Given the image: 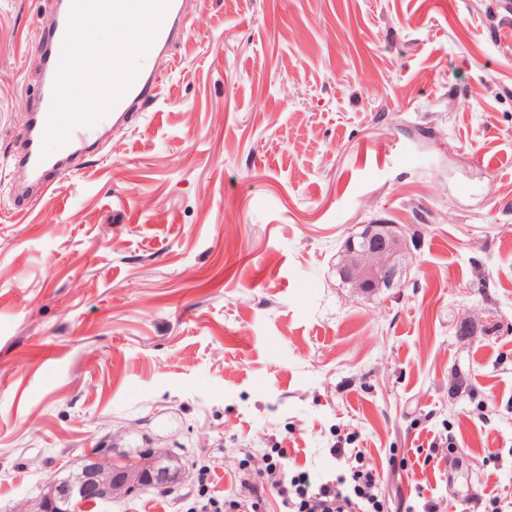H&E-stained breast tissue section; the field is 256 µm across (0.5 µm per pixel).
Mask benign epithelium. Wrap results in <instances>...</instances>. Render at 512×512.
I'll return each mask as SVG.
<instances>
[{
  "mask_svg": "<svg viewBox=\"0 0 512 512\" xmlns=\"http://www.w3.org/2000/svg\"><path fill=\"white\" fill-rule=\"evenodd\" d=\"M407 251L405 244L396 248L385 239L376 238L359 259L343 270V276L355 287L368 290L381 281L395 279L401 264L400 256ZM147 452L154 464V468L148 472L141 468L119 469L113 466L110 448L89 453L87 462L76 476L49 482L32 512H57L59 502L63 500L76 506L88 494L108 500L134 486L170 483L174 478L173 456L156 448H149Z\"/></svg>",
  "mask_w": 512,
  "mask_h": 512,
  "instance_id": "1",
  "label": "benign epithelium"
}]
</instances>
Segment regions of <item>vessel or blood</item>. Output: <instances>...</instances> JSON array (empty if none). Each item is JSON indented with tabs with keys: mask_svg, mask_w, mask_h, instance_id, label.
Returning a JSON list of instances; mask_svg holds the SVG:
<instances>
[{
	"mask_svg": "<svg viewBox=\"0 0 512 512\" xmlns=\"http://www.w3.org/2000/svg\"><path fill=\"white\" fill-rule=\"evenodd\" d=\"M185 0H168V5L145 52V65L139 68L131 85L116 104L96 122L97 128L112 130L132 123L137 112L159 92L161 71L157 59L167 57L171 46L184 38L187 27ZM72 0H54L49 14L40 22L34 38V53L39 59L40 84L37 95L26 104L27 120L17 136L12 161L23 179L14 188L22 203L37 201L56 181L72 176L84 160L97 149L88 138L89 128L74 127L67 141L52 153H44V136L48 125L53 92L57 80L62 45L67 33Z\"/></svg>",
	"mask_w": 512,
	"mask_h": 512,
	"instance_id": "1",
	"label": "vessel or blood"
}]
</instances>
